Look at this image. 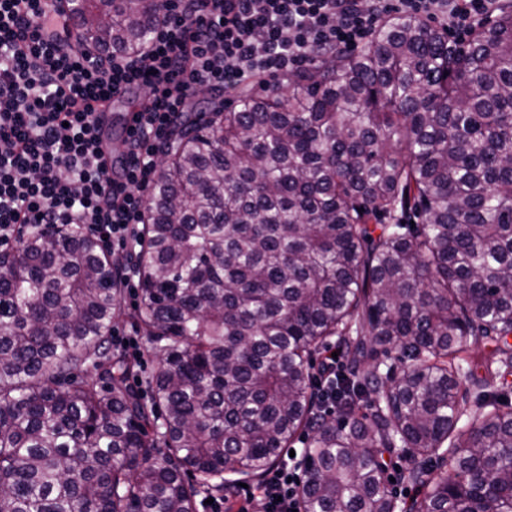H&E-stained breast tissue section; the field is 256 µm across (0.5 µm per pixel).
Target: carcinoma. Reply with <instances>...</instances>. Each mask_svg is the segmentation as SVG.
Masks as SVG:
<instances>
[{
  "label": "carcinoma",
  "instance_id": "1",
  "mask_svg": "<svg viewBox=\"0 0 512 512\" xmlns=\"http://www.w3.org/2000/svg\"><path fill=\"white\" fill-rule=\"evenodd\" d=\"M157 9L73 15L131 54ZM150 197L143 389L112 348L111 253L74 226L0 252V512H196L302 433V512H395L388 448L436 458L409 470L412 512L512 492V6L465 41L385 20L286 95L186 118ZM330 336L346 368L326 416L310 358ZM454 435L466 453H439Z\"/></svg>",
  "mask_w": 512,
  "mask_h": 512
}]
</instances>
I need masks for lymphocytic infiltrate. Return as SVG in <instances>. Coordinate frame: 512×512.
Here are the masks:
<instances>
[{"instance_id":"1","label":"lymphocytic infiltrate","mask_w":512,"mask_h":512,"mask_svg":"<svg viewBox=\"0 0 512 512\" xmlns=\"http://www.w3.org/2000/svg\"><path fill=\"white\" fill-rule=\"evenodd\" d=\"M63 2L0 0V246L65 224L119 251L138 242L188 90L288 77L353 51L392 16L436 21L462 39L505 0H160L152 36L135 54L88 52ZM122 87L146 94L116 170L98 114ZM344 370V356L327 351L312 371L324 411L334 409ZM302 482L301 459L286 455L260 483L215 497L208 512H295Z\"/></svg>"}]
</instances>
